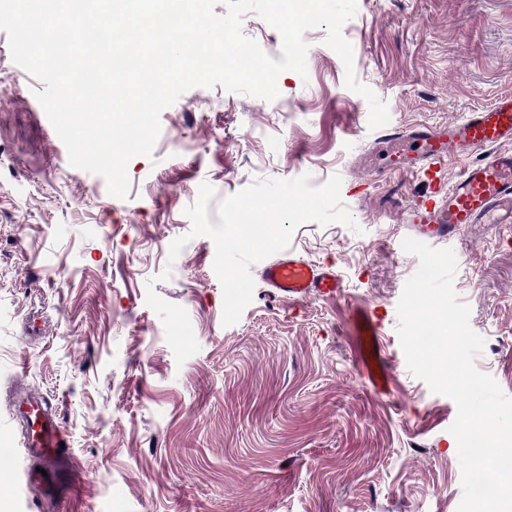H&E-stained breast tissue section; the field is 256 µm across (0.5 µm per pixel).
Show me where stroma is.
Wrapping results in <instances>:
<instances>
[{
  "label": "stroma",
  "mask_w": 512,
  "mask_h": 512,
  "mask_svg": "<svg viewBox=\"0 0 512 512\" xmlns=\"http://www.w3.org/2000/svg\"><path fill=\"white\" fill-rule=\"evenodd\" d=\"M341 32L388 130L444 126L512 95V0H357ZM325 38L304 32L308 74L283 72L275 100L183 93L120 199L70 165L34 95L41 82L0 31V445L23 440L9 416L20 381L56 411L73 460L45 488L1 474L9 512H458L457 407L411 374L396 332L419 260L384 200L426 184L378 174L369 106ZM305 173L314 186L341 176L357 226L304 222L287 250L335 271L340 292L292 304L256 264L251 303L224 325L214 243L192 236L186 207L204 182L221 199ZM453 248L455 289L485 340L474 364L512 396V227L469 225ZM150 280L190 317L200 350L184 363L145 304ZM363 308L383 319V393L352 350Z\"/></svg>",
  "instance_id": "35a3bbf8"
}]
</instances>
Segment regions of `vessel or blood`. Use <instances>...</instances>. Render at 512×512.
Listing matches in <instances>:
<instances>
[{
    "instance_id": "obj_1",
    "label": "vessel or blood",
    "mask_w": 512,
    "mask_h": 512,
    "mask_svg": "<svg viewBox=\"0 0 512 512\" xmlns=\"http://www.w3.org/2000/svg\"><path fill=\"white\" fill-rule=\"evenodd\" d=\"M512 142V96L469 113L464 119L439 127L419 126L379 138L385 162L380 174L423 171L436 182L442 165L453 155ZM388 212L408 224L424 242L452 241L470 224H512V153H497L468 167L447 191H427L417 199L399 193L387 197ZM262 277L274 295L296 302L310 295L333 297L339 291L336 273L288 255L266 264ZM381 326L367 313H359L353 329V347L359 365L376 390L386 388L387 372L380 364ZM11 417L25 430L29 452L43 463L42 471H22V483L43 482L53 473L62 453L61 427L39 393L19 390L14 395Z\"/></svg>"
}]
</instances>
